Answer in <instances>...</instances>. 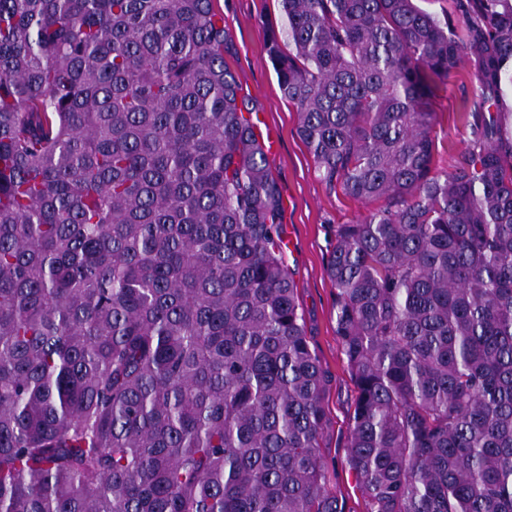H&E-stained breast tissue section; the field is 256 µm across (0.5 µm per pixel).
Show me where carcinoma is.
<instances>
[{
    "label": "carcinoma",
    "instance_id": "obj_1",
    "mask_svg": "<svg viewBox=\"0 0 512 512\" xmlns=\"http://www.w3.org/2000/svg\"><path fill=\"white\" fill-rule=\"evenodd\" d=\"M214 0H0V512H346ZM366 512H512V0H281ZM475 122L433 170L437 84Z\"/></svg>",
    "mask_w": 512,
    "mask_h": 512
}]
</instances>
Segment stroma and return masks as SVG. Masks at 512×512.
I'll list each match as a JSON object with an SVG mask.
<instances>
[{
	"label": "stroma",
	"instance_id": "1",
	"mask_svg": "<svg viewBox=\"0 0 512 512\" xmlns=\"http://www.w3.org/2000/svg\"><path fill=\"white\" fill-rule=\"evenodd\" d=\"M215 8L224 15L243 90L262 105L260 129L277 136L268 157L284 207L285 261L298 285L307 336L327 379L321 451L330 473L328 490L344 501L348 512H365L355 479L344 465L356 385L336 336L334 290L326 266L332 249L330 225L355 221L368 206L322 178L298 135L296 109L283 97L266 52L272 27L282 22L280 0H216ZM475 94V81L465 69L439 85L433 101L438 114L436 171L450 170L463 150L468 132L460 115Z\"/></svg>",
	"mask_w": 512,
	"mask_h": 512
}]
</instances>
